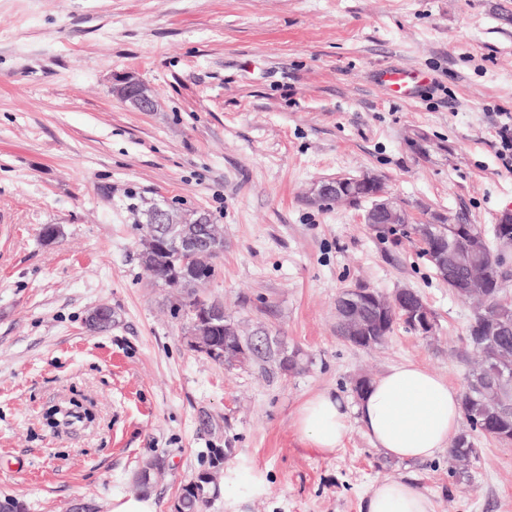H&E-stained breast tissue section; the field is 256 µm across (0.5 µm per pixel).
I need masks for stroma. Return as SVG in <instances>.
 <instances>
[{
  "instance_id": "1",
  "label": "stroma",
  "mask_w": 512,
  "mask_h": 512,
  "mask_svg": "<svg viewBox=\"0 0 512 512\" xmlns=\"http://www.w3.org/2000/svg\"><path fill=\"white\" fill-rule=\"evenodd\" d=\"M437 78L396 99L374 74ZM139 79V112L112 89ZM512 113V0H0V496L26 512H112L137 471L172 512L183 486L229 449L208 512H363L374 484L405 480L435 512H512V446L462 424L476 453L397 461L357 422L324 455L295 427L329 392L417 363L465 390L479 366L474 317L418 237L364 223L369 201L313 200L321 181L366 173L418 220L491 233L512 210L496 130ZM210 215L224 256L203 290L246 334L268 332L302 372L227 367L192 351L170 288L140 258L139 210ZM53 225L58 234L46 239ZM408 288L432 335L396 323L357 348L337 296ZM109 330H89L98 306ZM77 402L91 422L48 424Z\"/></svg>"
}]
</instances>
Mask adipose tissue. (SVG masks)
<instances>
[{
	"mask_svg": "<svg viewBox=\"0 0 512 512\" xmlns=\"http://www.w3.org/2000/svg\"><path fill=\"white\" fill-rule=\"evenodd\" d=\"M352 417L387 457L424 461L451 448L458 438L461 396L439 375L404 363L372 380L352 410L328 393L307 399L295 425L313 448L331 454L340 447ZM365 512H434V505L410 482L386 481L372 488Z\"/></svg>",
	"mask_w": 512,
	"mask_h": 512,
	"instance_id": "1",
	"label": "adipose tissue"
}]
</instances>
